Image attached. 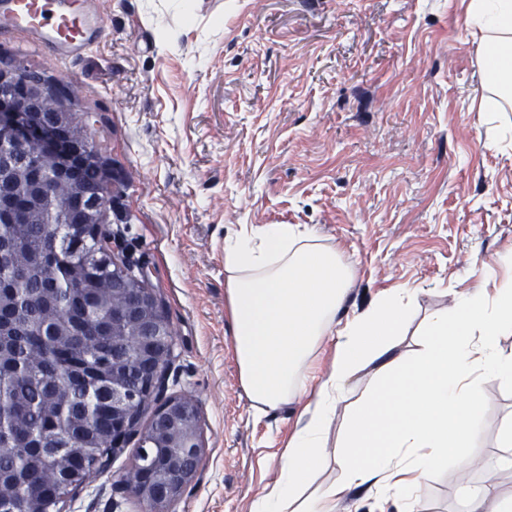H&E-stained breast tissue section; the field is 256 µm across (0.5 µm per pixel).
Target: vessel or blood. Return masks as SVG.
<instances>
[{"label": "vessel or blood", "instance_id": "obj_1", "mask_svg": "<svg viewBox=\"0 0 512 512\" xmlns=\"http://www.w3.org/2000/svg\"><path fill=\"white\" fill-rule=\"evenodd\" d=\"M104 28L95 0H0V36L20 37L60 63L80 60Z\"/></svg>", "mask_w": 512, "mask_h": 512}]
</instances>
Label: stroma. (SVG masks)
<instances>
[{
	"label": "stroma",
	"instance_id": "35a3bbf8",
	"mask_svg": "<svg viewBox=\"0 0 512 512\" xmlns=\"http://www.w3.org/2000/svg\"><path fill=\"white\" fill-rule=\"evenodd\" d=\"M469 0H98L106 36L62 69L0 37L93 108L112 181L106 226L144 268L175 333L168 391L195 399L201 475L169 512H251L279 477L303 400L259 414L224 305V233L308 224L352 271L343 309L420 289L428 312L512 278V110L488 121ZM465 456L512 490L500 447L512 384L483 387ZM131 439L64 512H144L120 478ZM456 458L421 512H458Z\"/></svg>",
	"mask_w": 512,
	"mask_h": 512
}]
</instances>
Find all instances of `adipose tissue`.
<instances>
[{"label":"adipose tissue","instance_id":"ef3b65f1","mask_svg":"<svg viewBox=\"0 0 512 512\" xmlns=\"http://www.w3.org/2000/svg\"><path fill=\"white\" fill-rule=\"evenodd\" d=\"M468 21L482 50L488 113L512 106V0H470ZM351 270L313 228L264 224L224 237V299L242 386L256 412L306 397V420L288 441L277 481L252 512H336L342 493L366 487L382 504L417 512L429 477L449 447L475 440L487 381L512 382V281L493 295L454 296L419 312L420 289L392 288L363 311L342 316ZM415 330L411 354L398 352ZM332 368L317 385L304 369L326 339ZM379 361L377 382L350 414L338 449L329 433L349 381ZM337 465L340 478L312 488L317 471Z\"/></svg>","mask_w":512,"mask_h":512}]
</instances>
